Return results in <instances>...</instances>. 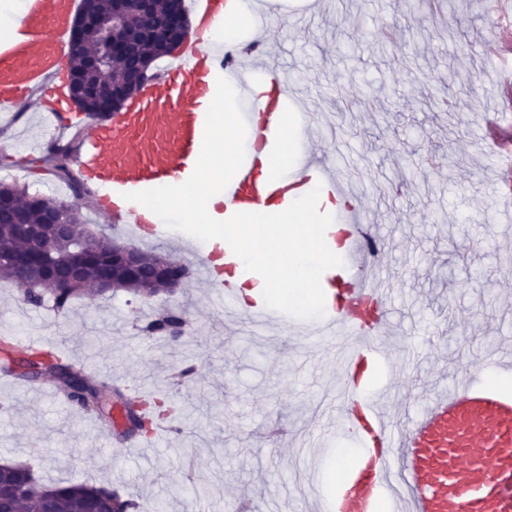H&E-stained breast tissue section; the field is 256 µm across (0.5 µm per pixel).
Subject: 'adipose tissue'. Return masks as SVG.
<instances>
[{"instance_id":"1","label":"adipose tissue","mask_w":512,"mask_h":512,"mask_svg":"<svg viewBox=\"0 0 512 512\" xmlns=\"http://www.w3.org/2000/svg\"><path fill=\"white\" fill-rule=\"evenodd\" d=\"M236 98L235 88L227 87L224 108L216 112L210 129L214 137L223 139V154L204 153L194 180L179 187L181 200L176 212L180 223L206 227L215 221L216 206L222 197L214 187L230 177L241 148L240 140L228 135L236 126ZM345 205V200L334 201L315 194L292 193L281 200H269L263 210L248 218L249 223L262 225L263 245L254 244L236 231L226 237L227 247L239 255L243 264L262 268V276L248 280L232 268L225 270V278L236 282L246 300L260 297L279 306H318L317 286L326 274L332 273L339 245L337 240L323 238L316 224ZM271 251L278 257L274 268L267 261Z\"/></svg>"}]
</instances>
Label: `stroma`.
<instances>
[{"mask_svg":"<svg viewBox=\"0 0 512 512\" xmlns=\"http://www.w3.org/2000/svg\"><path fill=\"white\" fill-rule=\"evenodd\" d=\"M265 41L254 22L240 47L257 45L288 73L321 136L312 152L341 164L379 238L388 364L374 382L377 405L405 426L449 386L476 378L512 350V223L497 196L489 137L512 138V89L486 81L512 51L499 40L495 0H272ZM41 98L0 113L12 165L0 182L70 203L67 181L41 168L30 143L44 128ZM179 308L187 342L146 335L159 311ZM63 339L126 398L164 395L194 413L192 427L150 452L129 448L121 427L70 410L54 384L0 380V460L31 466L43 482L105 484L130 499L163 498L168 512H324L337 457L354 455L336 435L344 399L336 372L344 337L258 331L230 320L212 290L189 277L175 294L143 299L123 290L68 309L24 303L0 283V336ZM196 373L179 386L175 368ZM208 481L195 497L192 477Z\"/></svg>","mask_w":512,"mask_h":512,"instance_id":"stroma-1","label":"stroma"}]
</instances>
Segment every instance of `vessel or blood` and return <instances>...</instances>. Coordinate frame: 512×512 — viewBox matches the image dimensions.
I'll return each instance as SVG.
<instances>
[{
  "instance_id": "b4317fda",
  "label": "vessel or blood",
  "mask_w": 512,
  "mask_h": 512,
  "mask_svg": "<svg viewBox=\"0 0 512 512\" xmlns=\"http://www.w3.org/2000/svg\"><path fill=\"white\" fill-rule=\"evenodd\" d=\"M237 3L195 0V12L214 30L232 18ZM75 5L76 0H24L20 37L0 46L1 104L45 92L66 59ZM263 79L286 104H301L291 77L270 68H245L230 59L224 43L193 35L182 55L168 61L125 111L78 120L56 102L48 105L47 116L54 134L82 130L72 163L81 181L95 189L110 226L157 240L168 235L176 216L168 210L147 217L139 199L189 178L201 155L212 150L205 139L209 115L202 107L208 88L232 85L239 98L251 101ZM291 117L273 100L240 114L246 146L233 178L224 183L225 213L242 217L269 198L312 182L329 197H350L335 163H320L307 149L292 170L259 180L261 152ZM363 218L356 205L334 217L346 229L344 263L334 299L312 330L320 339L341 334L353 341L340 373L347 406L338 432L353 440L358 456L369 459L350 472L329 512H376L383 500L390 512H512V395L461 383L433 398L400 436L374 405H367V417L356 416L366 362L385 356L381 334L387 323L379 255ZM183 246L198 256L197 271L226 312L245 313L251 325L265 330L288 327L278 309L257 301L242 305L235 283L223 277L224 263L233 260L223 242L200 247L187 240Z\"/></svg>"
}]
</instances>
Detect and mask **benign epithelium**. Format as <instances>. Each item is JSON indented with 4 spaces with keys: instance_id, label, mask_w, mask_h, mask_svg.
<instances>
[{
    "instance_id": "7a95c632",
    "label": "benign epithelium",
    "mask_w": 512,
    "mask_h": 512,
    "mask_svg": "<svg viewBox=\"0 0 512 512\" xmlns=\"http://www.w3.org/2000/svg\"><path fill=\"white\" fill-rule=\"evenodd\" d=\"M154 9V0H83V7L72 21L73 46L83 50L86 37L100 26L101 20H107L109 27V48L112 56L125 59L138 51L137 45L125 36V29L130 19L148 14ZM148 38L171 51H176L188 36V24L184 16L175 11L153 28L146 30ZM88 75L86 77L68 73L67 99L74 108L89 96L97 99L104 112H119L126 106L130 96L126 87L112 80V70L105 68L97 58L86 61ZM10 218L16 232L28 241L26 248L0 253V263L14 266L24 278V284L41 278L48 267L39 248L42 225L27 223L26 212L8 199L0 200V214ZM80 218V210L71 206L69 221L55 219L48 215L49 227L69 235L76 230L77 244L72 251L67 265L53 275L57 287L64 291L73 288L83 280L91 258L97 256L106 242V238L85 224H74L72 220ZM112 273L100 276L94 282L96 293L104 294L116 286L118 277L127 279L143 278L140 251L130 245H113ZM187 266L181 262L158 257L149 274L151 280H162L167 290L172 292L186 274Z\"/></svg>"
}]
</instances>
